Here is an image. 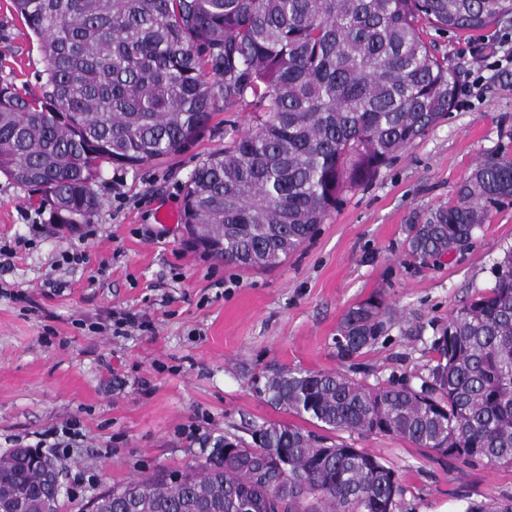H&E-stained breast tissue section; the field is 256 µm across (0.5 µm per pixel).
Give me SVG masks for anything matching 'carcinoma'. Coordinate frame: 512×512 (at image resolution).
<instances>
[{
  "instance_id": "carcinoma-1",
  "label": "carcinoma",
  "mask_w": 512,
  "mask_h": 512,
  "mask_svg": "<svg viewBox=\"0 0 512 512\" xmlns=\"http://www.w3.org/2000/svg\"><path fill=\"white\" fill-rule=\"evenodd\" d=\"M48 61L43 98L0 79V173L42 194L54 224H89L101 164L136 168L183 151L218 96L248 98L254 128L201 160L183 220L205 255L270 269L311 239L345 195L372 181L454 106L459 77L424 38L432 25L478 32L512 0H13ZM512 201V156L493 155L456 198L407 226L425 264L467 249ZM494 286L454 308L420 383L366 384L340 371L274 368L253 379L271 406L327 431L388 435L462 465L512 467V248ZM382 299L343 315L345 361L389 330ZM265 422L247 442L219 436L183 471L110 489L107 512H395V471L364 448ZM46 457L0 455L13 512H60Z\"/></svg>"
}]
</instances>
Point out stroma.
<instances>
[{"label": "stroma", "mask_w": 512, "mask_h": 512, "mask_svg": "<svg viewBox=\"0 0 512 512\" xmlns=\"http://www.w3.org/2000/svg\"><path fill=\"white\" fill-rule=\"evenodd\" d=\"M460 76L447 118L349 193L313 239L272 270L224 264L187 249L181 210L196 164L255 125L251 105L219 108L183 152L139 168L103 164L99 208L81 234L58 231L39 193L0 175V454L78 420L63 470L62 512H81L103 488L202 459L206 438H249L266 421L292 423L251 379L272 368L338 370L376 383L427 375L432 341L462 301L493 284L512 246V205L444 262L407 253L413 216L447 204L472 167L512 153V17L475 34L428 30ZM48 62L36 37L0 0V79L41 96ZM79 262H63V255ZM392 311L388 335L354 361L333 339L346 311L372 297ZM148 330L115 335L126 314ZM394 469L396 512H464L512 501V469L463 466L398 438L336 432Z\"/></svg>", "instance_id": "obj_1"}]
</instances>
